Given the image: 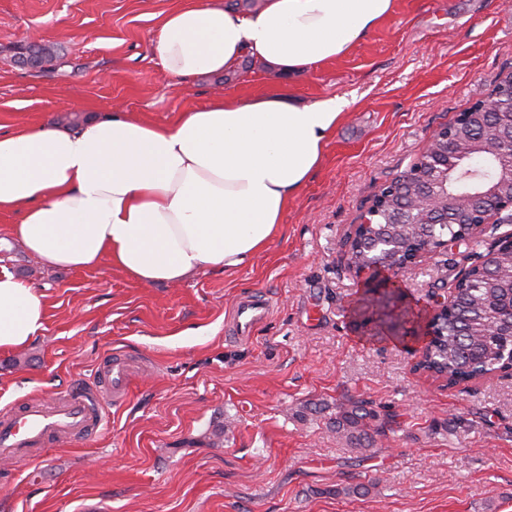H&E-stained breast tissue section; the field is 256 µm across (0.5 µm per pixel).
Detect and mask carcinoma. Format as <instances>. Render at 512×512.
<instances>
[{"instance_id":"1","label":"carcinoma","mask_w":512,"mask_h":512,"mask_svg":"<svg viewBox=\"0 0 512 512\" xmlns=\"http://www.w3.org/2000/svg\"><path fill=\"white\" fill-rule=\"evenodd\" d=\"M499 120V114L470 111L460 127L454 151L466 156L472 140L481 137ZM512 145L504 143L494 155L487 156L473 169L469 160L451 171L448 193L443 195L440 223L431 225L429 251H436L441 240H459L471 236L473 230L461 223L459 196L470 193L473 186L486 184L499 192L512 191ZM412 228L393 224L383 233L370 228L356 229L366 239L367 248L351 251L348 265L367 266L379 241L390 242L389 251L381 259L390 264L401 262L418 241L411 237ZM433 335L423 336L421 359L415 369L454 386L474 378L507 371L512 368V250L505 247L488 251L483 261L470 266L465 278L454 285L448 311L428 318ZM329 426L344 439L348 448L365 454L387 436L390 419H382L365 402L347 401L336 404Z\"/></svg>"}]
</instances>
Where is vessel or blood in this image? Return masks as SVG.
I'll return each mask as SVG.
<instances>
[{"label": "vessel or blood", "mask_w": 512, "mask_h": 512, "mask_svg": "<svg viewBox=\"0 0 512 512\" xmlns=\"http://www.w3.org/2000/svg\"><path fill=\"white\" fill-rule=\"evenodd\" d=\"M269 313L268 302L253 296L240 300L233 312L232 329L236 340L249 341L253 327ZM135 360L128 354L113 355L102 367L97 386L73 385L52 405L33 404L0 415V460L13 462L30 448L46 441L87 434L104 422L100 390H109L115 405L128 398L134 378Z\"/></svg>", "instance_id": "1"}]
</instances>
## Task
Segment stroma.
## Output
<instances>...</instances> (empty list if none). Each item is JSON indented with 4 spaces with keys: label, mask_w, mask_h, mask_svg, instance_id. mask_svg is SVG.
<instances>
[{
    "label": "stroma",
    "mask_w": 512,
    "mask_h": 512,
    "mask_svg": "<svg viewBox=\"0 0 512 512\" xmlns=\"http://www.w3.org/2000/svg\"><path fill=\"white\" fill-rule=\"evenodd\" d=\"M187 2L0 0V126L113 112L165 125L217 94L275 91L346 98V115L281 237L230 274L147 287L106 263L49 268L9 237L15 214L0 213V267L47 307L30 344L0 350V411L52 403L116 353L145 364L97 432L7 464L0 512H512V375L449 387L413 372L415 338L372 340L359 327L363 279L346 263L373 195L512 73V0H396L340 60L288 73L247 57L188 81L151 50L161 18ZM33 39L53 57L29 70L14 54ZM511 234L490 224L480 241L423 256L398 276L404 306L447 298L445 276ZM255 295L270 312L242 343L229 322ZM343 398L394 417L368 459L304 409Z\"/></svg>",
    "instance_id": "1"
}]
</instances>
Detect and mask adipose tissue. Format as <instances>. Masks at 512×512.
Here are the masks:
<instances>
[{
    "mask_svg": "<svg viewBox=\"0 0 512 512\" xmlns=\"http://www.w3.org/2000/svg\"><path fill=\"white\" fill-rule=\"evenodd\" d=\"M395 0H263L240 13L193 0L167 13L153 50L171 75H221L244 56L285 71L333 61L389 18ZM348 106L279 94L204 108L160 126L121 113L69 128L0 126V212L10 236L52 268L109 262L145 286L263 252L322 163ZM43 295L0 269V350L45 322Z\"/></svg>",
    "mask_w": 512,
    "mask_h": 512,
    "instance_id": "ef3b65f1",
    "label": "adipose tissue"
}]
</instances>
